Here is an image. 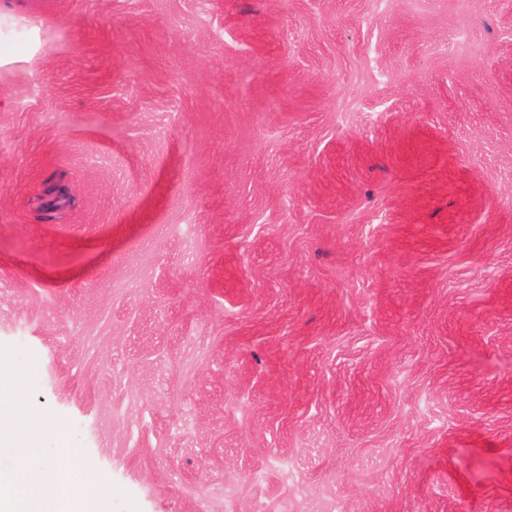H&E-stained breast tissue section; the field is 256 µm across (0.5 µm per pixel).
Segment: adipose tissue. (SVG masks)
<instances>
[{"label":"adipose tissue","mask_w":512,"mask_h":512,"mask_svg":"<svg viewBox=\"0 0 512 512\" xmlns=\"http://www.w3.org/2000/svg\"><path fill=\"white\" fill-rule=\"evenodd\" d=\"M79 455L67 437L56 434L53 454L28 471L25 493L15 473L0 472V512H76L88 499L84 470L74 464Z\"/></svg>","instance_id":"ef3b65f1"}]
</instances>
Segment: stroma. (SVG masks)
I'll use <instances>...</instances> for the list:
<instances>
[{
  "instance_id": "obj_1",
  "label": "stroma",
  "mask_w": 512,
  "mask_h": 512,
  "mask_svg": "<svg viewBox=\"0 0 512 512\" xmlns=\"http://www.w3.org/2000/svg\"><path fill=\"white\" fill-rule=\"evenodd\" d=\"M0 370L104 512H512V0H0Z\"/></svg>"
}]
</instances>
